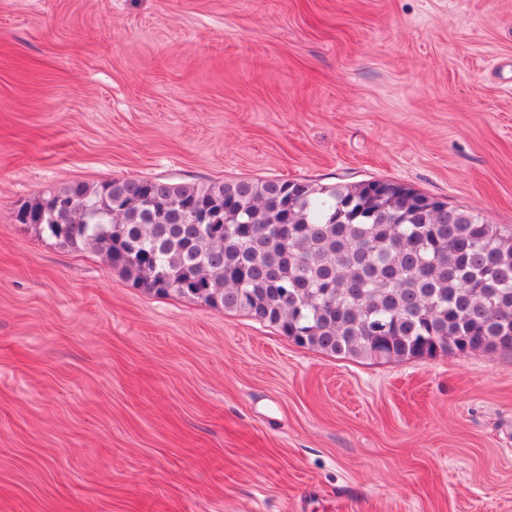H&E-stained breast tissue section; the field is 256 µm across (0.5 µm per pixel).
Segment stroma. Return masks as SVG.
Listing matches in <instances>:
<instances>
[{
	"label": "stroma",
	"instance_id": "obj_1",
	"mask_svg": "<svg viewBox=\"0 0 512 512\" xmlns=\"http://www.w3.org/2000/svg\"><path fill=\"white\" fill-rule=\"evenodd\" d=\"M118 177L510 228L512 0H0V512H512V351L333 357L14 221Z\"/></svg>",
	"mask_w": 512,
	"mask_h": 512
}]
</instances>
